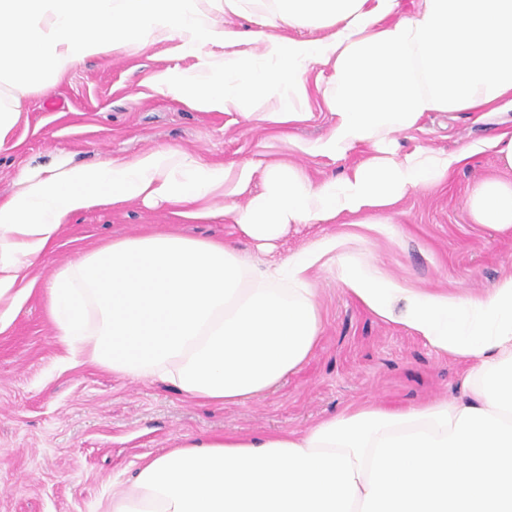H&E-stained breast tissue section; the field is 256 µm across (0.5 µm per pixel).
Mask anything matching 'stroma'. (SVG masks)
Here are the masks:
<instances>
[{
	"instance_id": "35a3bbf8",
	"label": "stroma",
	"mask_w": 512,
	"mask_h": 512,
	"mask_svg": "<svg viewBox=\"0 0 512 512\" xmlns=\"http://www.w3.org/2000/svg\"><path fill=\"white\" fill-rule=\"evenodd\" d=\"M193 63L170 43L135 57L116 53L81 63L51 96L29 97L10 134L14 148L0 149V196L15 191L22 171L60 155L93 165L158 147L209 162L262 167L284 161L317 178L342 170V163L304 151L329 130L328 113L313 110L288 144L268 123L237 112L193 111L146 83L154 69ZM507 126L512 112L485 122L469 112H433L399 144L457 149ZM500 172L496 154L487 151L439 188L409 195L386 231L362 230L357 258L381 264L411 288L468 295L492 287L512 273V235L473 223L467 195L477 176ZM346 230L343 224L294 227L265 255L223 218L190 222L166 206H94L70 217L59 247L36 269L40 288L0 332V512H97L102 500L127 487L144 456L166 451L181 435L301 431L366 399L416 406L460 395L463 365L436 354L402 324L367 311L329 267L311 277L323 319L316 350L281 384L242 403L202 404L164 382L132 381L87 362L63 361L43 287L78 251L116 237L176 231L230 240L243 259L257 263L284 259L318 237Z\"/></svg>"
}]
</instances>
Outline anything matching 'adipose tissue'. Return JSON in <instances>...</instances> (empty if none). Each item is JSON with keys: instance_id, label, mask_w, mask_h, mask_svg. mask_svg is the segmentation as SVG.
Here are the masks:
<instances>
[{"instance_id": "adipose-tissue-1", "label": "adipose tissue", "mask_w": 512, "mask_h": 512, "mask_svg": "<svg viewBox=\"0 0 512 512\" xmlns=\"http://www.w3.org/2000/svg\"><path fill=\"white\" fill-rule=\"evenodd\" d=\"M256 9L258 28L225 20ZM318 28L327 36L304 37ZM169 42L195 63L153 71L151 88L194 111L280 127L317 105L333 122L308 152L362 158L320 180L267 164L263 192L243 207L235 198L247 195L253 165L169 147L96 165L61 157L25 173L0 200V332L36 288L33 270L63 224L96 204L220 216L265 249L296 224L375 225L487 149L512 170L509 129L448 151L397 141L430 112L483 121L512 111V0H419L411 12L402 0H0V147L25 98L49 94L81 62ZM317 66L330 74L313 83ZM215 195L226 199L218 211L208 204ZM467 205L474 223L512 232V180L477 179ZM356 240L325 235L261 267L221 239L149 234L81 252L56 272L48 311L72 354L205 403L257 397L312 355L322 314L308 276L317 267L335 268L375 316L469 365L464 398L412 409L364 401L302 432L182 437L100 512H512V275L476 295L408 288L358 260Z\"/></svg>"}]
</instances>
